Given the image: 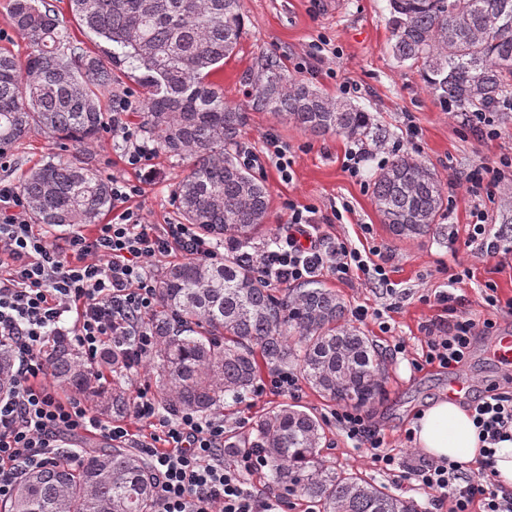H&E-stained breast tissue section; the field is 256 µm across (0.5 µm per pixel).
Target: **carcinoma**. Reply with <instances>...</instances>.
<instances>
[{"label": "carcinoma", "mask_w": 512, "mask_h": 512, "mask_svg": "<svg viewBox=\"0 0 512 512\" xmlns=\"http://www.w3.org/2000/svg\"><path fill=\"white\" fill-rule=\"evenodd\" d=\"M79 26L101 42L88 54L47 0H6L25 57L0 49V154L32 133L58 142L60 153L27 170L19 187L36 224L96 223L112 206L109 181L74 147L112 129L107 107L123 92L112 64L139 72L143 110L130 116L157 151L189 164L172 191L186 224L224 241L220 263L186 259L158 278V305L148 318L156 342L158 397L165 410L208 414L251 391L263 369L295 365L313 389L358 409L383 398L386 357L349 323L347 306L318 283L278 292L242 255L268 223L269 191L236 156L248 112H274L313 135L381 142L368 113L333 100L265 59L248 74L244 105L224 101L211 77L236 54L242 0H68ZM391 50L422 70L432 94L458 112L500 110L512 100V0H389ZM382 223L394 236L440 229L445 184L417 159L396 154L372 178ZM60 388L84 397L107 417L131 410L126 370L98 379L67 336L42 351ZM12 358L0 349V395L11 388ZM322 421L288 403L251 431L224 436V455L259 448L277 484L318 512H421L413 498L336 469L322 455ZM150 468L122 448L69 453L26 472L7 512H146Z\"/></svg>", "instance_id": "1"}]
</instances>
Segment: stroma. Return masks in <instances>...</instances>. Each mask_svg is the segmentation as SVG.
<instances>
[{"label":"stroma","mask_w":512,"mask_h":512,"mask_svg":"<svg viewBox=\"0 0 512 512\" xmlns=\"http://www.w3.org/2000/svg\"><path fill=\"white\" fill-rule=\"evenodd\" d=\"M244 34L238 54L225 61L214 77L223 86L224 98L245 103L251 87L244 82L247 70L265 57L276 59L296 79L309 83L330 97L369 112L386 132L383 142L363 140L368 153L359 176L344 170V154L353 143L341 136H314L297 129L272 112H253L242 129L238 145L260 151L266 134L273 133L287 146L291 181H283L272 163L252 168V175L270 191V235L277 234L287 220V202L313 207L326 222L320 233L328 242L349 247L380 246L389 281L368 276L344 281L324 273L320 282L336 290L349 308L381 311L382 320L367 318L361 329L388 354L387 396L363 414L380 430L387 448L399 457L411 456L415 444L408 434L417 414L437 399L446 397L455 380L467 382L472 392L488 385L512 387V365L493 353V339L479 337L466 363L455 370L435 366L416 369L426 350L429 326L447 322L448 308L438 302L448 278L462 274L455 294L460 309L474 319L495 317L498 333L512 334V315L492 314L483 295L485 281L496 283L501 298L512 297V253L477 258L463 241L474 206L463 174L473 165L495 164L512 155V112L496 113L499 134L494 138L474 135L464 127L459 113L448 111L427 88L419 68L399 63L392 54L388 0H244ZM323 45L316 73L301 70L315 45ZM416 137H409V129ZM86 156L104 178H123L141 184L142 193L133 201L152 224H176L180 218L172 201L175 184L187 172L186 165L159 154L138 173L126 167L120 140L98 137L85 146ZM57 145L41 135H30L0 169V180L15 181L22 169L48 160ZM404 153L435 171L447 184L448 205L439 222L441 233L416 239H398L376 212L371 175L394 154ZM341 219H332L333 209ZM370 234H363V226ZM405 351L391 355L395 342ZM281 403L301 409L326 421L323 454L337 469L386 487L390 492L415 499L422 512H436L430 494L420 489L400 470L384 472L374 465L368 449L355 447L337 426L334 405L305 382L295 390L275 394L268 378H261L242 402H226L223 410L226 433L247 431L257 416Z\"/></svg>","instance_id":"35a3bbf8"}]
</instances>
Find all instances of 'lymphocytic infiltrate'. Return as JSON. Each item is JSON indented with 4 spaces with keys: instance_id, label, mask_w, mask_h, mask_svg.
<instances>
[{
    "instance_id": "f902f5d3",
    "label": "lymphocytic infiltrate",
    "mask_w": 512,
    "mask_h": 512,
    "mask_svg": "<svg viewBox=\"0 0 512 512\" xmlns=\"http://www.w3.org/2000/svg\"><path fill=\"white\" fill-rule=\"evenodd\" d=\"M137 106L129 96L117 101L112 126L113 136L124 145L127 165L134 169L145 166L157 151L124 118ZM138 192L137 185L113 179L111 223L97 225L94 235L78 230L56 242L51 228L31 222L17 185L0 182V345L15 356L11 392L0 398V503L10 499L25 470L52 464L66 437L98 432L112 443L133 444L145 455L153 476L148 512H278L277 497L245 487L247 476L264 465L260 449H245L237 465L225 466L223 418L165 415L143 384L132 401L131 421L107 420L49 379L42 348L63 332L99 375L107 373L102 358L112 353L126 369L139 368L154 350L146 324L157 303L152 262L221 258L212 237L195 225L146 223L128 205ZM471 216L465 246L481 255L512 252V234L491 232L481 209L472 210ZM287 224L273 246L251 256L267 285L301 283L323 272L347 280L369 269L386 279L384 266H368L359 250L342 242L324 244L315 209L289 206ZM494 328L493 319L478 321L450 307L447 330L427 340L426 364L461 367L475 337ZM467 411L482 444L476 472L420 454L399 460L360 412L343 408L334 417L357 447L370 449L379 468L402 466L436 506L448 512H512V489L499 483L494 470L495 446L512 440V390L487 387L468 402ZM135 420L145 424V432L132 431Z\"/></svg>"
}]
</instances>
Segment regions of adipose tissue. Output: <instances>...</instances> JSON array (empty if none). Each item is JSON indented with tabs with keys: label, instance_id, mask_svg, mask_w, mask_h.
<instances>
[{
	"label": "adipose tissue",
	"instance_id": "obj_1",
	"mask_svg": "<svg viewBox=\"0 0 512 512\" xmlns=\"http://www.w3.org/2000/svg\"><path fill=\"white\" fill-rule=\"evenodd\" d=\"M414 433L419 448L434 459L469 464L480 455L478 431L456 402L440 399L428 405L420 412Z\"/></svg>",
	"mask_w": 512,
	"mask_h": 512
}]
</instances>
